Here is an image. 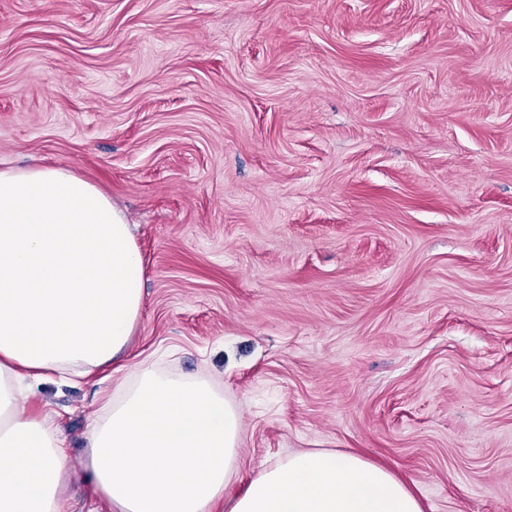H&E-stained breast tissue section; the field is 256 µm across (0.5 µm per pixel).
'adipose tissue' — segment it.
<instances>
[{
  "mask_svg": "<svg viewBox=\"0 0 512 512\" xmlns=\"http://www.w3.org/2000/svg\"><path fill=\"white\" fill-rule=\"evenodd\" d=\"M143 259L106 194L62 167L0 168V512H64L72 476L33 384L116 363L138 324ZM86 434L84 470L112 512H423L389 470L329 448L242 480V418L210 382L130 366Z\"/></svg>",
  "mask_w": 512,
  "mask_h": 512,
  "instance_id": "adipose-tissue-1",
  "label": "adipose tissue"
}]
</instances>
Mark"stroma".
<instances>
[{
	"mask_svg": "<svg viewBox=\"0 0 512 512\" xmlns=\"http://www.w3.org/2000/svg\"><path fill=\"white\" fill-rule=\"evenodd\" d=\"M133 226L132 362L236 404L240 468L385 466L424 512H512V0H0V167ZM33 404L85 435L115 379Z\"/></svg>",
	"mask_w": 512,
	"mask_h": 512,
	"instance_id": "obj_1",
	"label": "stroma"
}]
</instances>
